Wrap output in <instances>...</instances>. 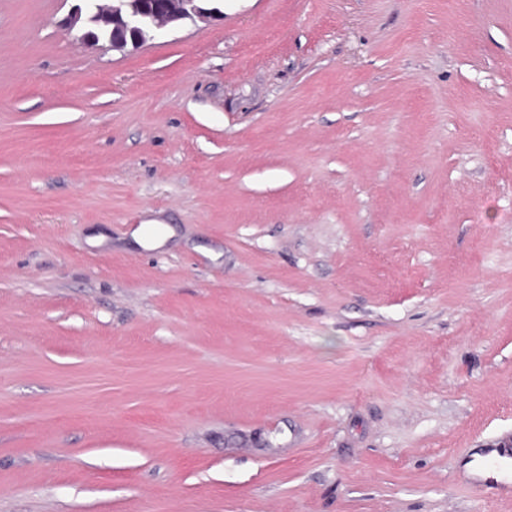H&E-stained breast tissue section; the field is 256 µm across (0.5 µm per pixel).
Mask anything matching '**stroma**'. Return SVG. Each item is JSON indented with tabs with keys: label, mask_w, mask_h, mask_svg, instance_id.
Returning a JSON list of instances; mask_svg holds the SVG:
<instances>
[{
	"label": "stroma",
	"mask_w": 512,
	"mask_h": 512,
	"mask_svg": "<svg viewBox=\"0 0 512 512\" xmlns=\"http://www.w3.org/2000/svg\"><path fill=\"white\" fill-rule=\"evenodd\" d=\"M72 6L0 0V512H512V0ZM77 1H81L83 3L73 6L71 13L66 17L65 23L70 30H76V37L79 40L98 44L102 41L99 36L90 31H82V28L79 26L80 23H83L86 27L88 23L93 22V18L87 14L86 0ZM122 14L132 9L142 10L132 11L122 15L118 12V8H114L113 12L118 13L121 17L122 24L125 28L140 33L141 35L146 30H160L163 27L177 22L191 21L196 19H204L211 15L220 14V9L216 6L208 7V2H216L220 0H177L179 3L178 10L167 17H158L153 14H169L176 4L165 3L170 0H122ZM486 458L487 469L491 474L485 483L492 489L503 491L512 485V465L504 463L505 459H512V453L502 448H487L483 454ZM499 477V479H497Z\"/></svg>",
	"instance_id": "1"
}]
</instances>
